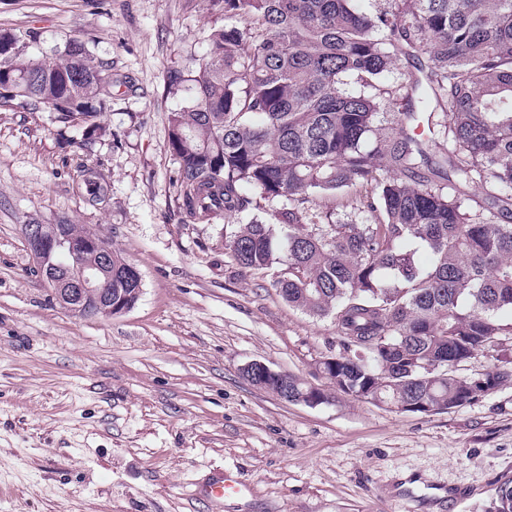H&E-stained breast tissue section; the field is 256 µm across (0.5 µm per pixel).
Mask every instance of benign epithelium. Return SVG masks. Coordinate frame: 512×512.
Masks as SVG:
<instances>
[{"instance_id": "1", "label": "benign epithelium", "mask_w": 512, "mask_h": 512, "mask_svg": "<svg viewBox=\"0 0 512 512\" xmlns=\"http://www.w3.org/2000/svg\"><path fill=\"white\" fill-rule=\"evenodd\" d=\"M27 247L44 272L52 296L73 315L99 318L121 314L132 309L142 293V279L138 270L125 264L124 278L134 285L128 293L112 295V272L100 282L99 269L81 266L83 257L89 254L110 256V248L97 237L89 234L75 237L62 224L24 225ZM66 255L74 267L80 270L78 281L71 283L55 273V259Z\"/></svg>"}]
</instances>
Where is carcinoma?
Masks as SVG:
<instances>
[{
  "label": "carcinoma",
  "instance_id": "cac0c4a2",
  "mask_svg": "<svg viewBox=\"0 0 512 512\" xmlns=\"http://www.w3.org/2000/svg\"><path fill=\"white\" fill-rule=\"evenodd\" d=\"M212 29L169 120L180 209L241 214L253 190L284 207L235 224L225 246L248 271L279 268L290 306L329 317L342 351L334 389L400 413L469 404L512 380V0H210ZM411 63L401 112L373 79ZM112 77L72 40L48 56L0 31V111L47 112L102 133ZM482 188L477 209L464 188ZM354 193L349 209L323 203ZM429 255L427 263L419 253ZM495 353L501 366L460 367ZM494 512H512V477Z\"/></svg>",
  "mask_w": 512,
  "mask_h": 512
}]
</instances>
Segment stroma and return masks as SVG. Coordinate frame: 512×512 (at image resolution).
<instances>
[{
    "label": "stroma",
    "mask_w": 512,
    "mask_h": 512,
    "mask_svg": "<svg viewBox=\"0 0 512 512\" xmlns=\"http://www.w3.org/2000/svg\"><path fill=\"white\" fill-rule=\"evenodd\" d=\"M223 16L209 0H0V30L82 41L112 77L106 133L63 147L48 113L0 111V512H491L512 476V383L469 405L397 413L336 394L310 406L245 365L328 389L331 319L247 272L225 218L186 220L168 144L189 71ZM99 175L106 202L87 200ZM75 224L134 265L128 312L81 319L52 297L27 224ZM221 471L251 488L214 505Z\"/></svg>",
    "instance_id": "obj_1"
}]
</instances>
